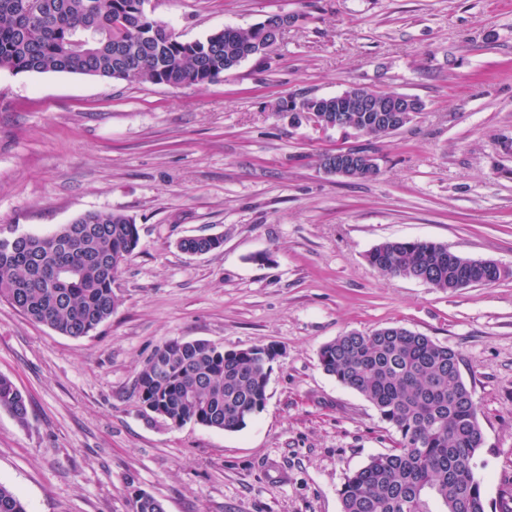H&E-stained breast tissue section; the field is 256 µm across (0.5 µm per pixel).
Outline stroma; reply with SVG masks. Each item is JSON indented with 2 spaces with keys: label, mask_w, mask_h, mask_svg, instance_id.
<instances>
[{
  "label": "stroma",
  "mask_w": 512,
  "mask_h": 512,
  "mask_svg": "<svg viewBox=\"0 0 512 512\" xmlns=\"http://www.w3.org/2000/svg\"><path fill=\"white\" fill-rule=\"evenodd\" d=\"M179 40L273 13L297 22L265 56L173 87L0 70V238L123 213L140 244L112 316L72 338L0 301V374L28 402L0 411V482L27 512H341L347 476L398 438L327 375L322 345L402 326L459 355L484 445L486 512L512 506V0H148ZM358 85L418 97L397 133L290 127L276 103ZM366 147L371 180L325 174ZM220 235L221 248L178 241ZM429 240L491 260L497 282L448 292L383 275L368 252ZM172 339L274 346L266 401L241 430L143 415L134 382ZM358 158L363 160L365 169L368 168L374 172L378 168L375 158L371 154H357L352 151V148L339 149L324 154L320 166L329 175L350 178V173L355 167L354 161ZM378 174L379 169L374 172L371 178L378 176Z\"/></svg>",
  "instance_id": "35a3bbf8"
}]
</instances>
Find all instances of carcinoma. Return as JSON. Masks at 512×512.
<instances>
[{"label":"carcinoma","instance_id":"cac0c4a2","mask_svg":"<svg viewBox=\"0 0 512 512\" xmlns=\"http://www.w3.org/2000/svg\"><path fill=\"white\" fill-rule=\"evenodd\" d=\"M148 0H0V69L61 72L156 85L197 86L255 56L263 25L226 26L203 40L174 34L146 11ZM369 112H351L362 134L381 137ZM139 245L137 224L121 213L88 212L46 235L0 238V300L29 320L80 338L118 305L112 261ZM186 252L212 251L207 236L185 238ZM381 273L456 291L469 259L431 241H385L367 255ZM272 346L224 350L204 340L168 341L147 360L135 390L146 415L239 431L263 408ZM320 366L365 397L399 434L395 446L351 473L342 512H486L473 460L484 443L479 407L452 348L403 327L344 333L318 352ZM0 410L27 421L24 395L0 375ZM0 512H26L0 483ZM132 512H165L139 493Z\"/></svg>","mask_w":512,"mask_h":512}]
</instances>
